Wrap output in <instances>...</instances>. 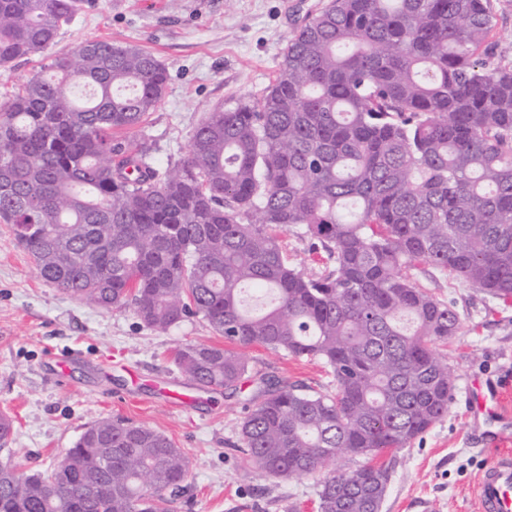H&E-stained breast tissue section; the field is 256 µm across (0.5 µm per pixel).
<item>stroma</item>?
<instances>
[{
	"instance_id": "obj_1",
	"label": "stroma",
	"mask_w": 512,
	"mask_h": 512,
	"mask_svg": "<svg viewBox=\"0 0 512 512\" xmlns=\"http://www.w3.org/2000/svg\"><path fill=\"white\" fill-rule=\"evenodd\" d=\"M328 0H83L56 43L0 70V100L31 74L81 42L109 39L150 51L168 72L164 98L142 124L159 167L184 157L198 124L215 107L260 95L277 77L293 30ZM419 282L452 301L461 329L448 343L457 378L445 419L389 457L380 512H479L478 477L495 456L480 444L465 401L471 381L492 386L512 367V301L502 302L440 273ZM223 345L198 317L164 336L143 327L132 309L103 310L42 281L30 256L0 223V412L15 419L0 462L45 470L62 459L91 423L120 416L168 436L189 461L188 491L174 512H318L317 491L362 457L344 455L299 479L258 481L243 470L233 443L251 384L232 392L201 388L171 359L182 344ZM78 353L66 377L52 356ZM254 370L316 389L333 377L318 360L259 346L245 348ZM186 391L176 407L159 388Z\"/></svg>"
}]
</instances>
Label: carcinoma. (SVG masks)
Masks as SVG:
<instances>
[{
    "instance_id": "carcinoma-1",
    "label": "carcinoma",
    "mask_w": 512,
    "mask_h": 512,
    "mask_svg": "<svg viewBox=\"0 0 512 512\" xmlns=\"http://www.w3.org/2000/svg\"><path fill=\"white\" fill-rule=\"evenodd\" d=\"M82 2L0 0V67L51 46ZM489 2L330 0L262 94L211 110L163 170L128 133L166 68L133 44H81L0 103V222L76 299L130 307L157 333L200 317L233 345L329 368L315 390L252 375L225 347L174 351L200 387L253 376L234 444L248 473L405 448L448 415L440 347L461 327L416 272L512 301V64L488 52ZM293 228L330 268L288 258ZM187 477L164 433L103 419L46 471L0 463V512H172ZM388 482L382 465L332 475L319 512H378Z\"/></svg>"
}]
</instances>
